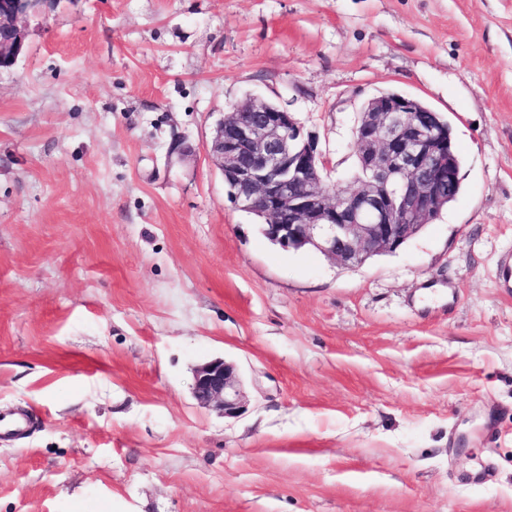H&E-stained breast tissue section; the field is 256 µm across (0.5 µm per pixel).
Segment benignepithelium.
Wrapping results in <instances>:
<instances>
[{
	"mask_svg": "<svg viewBox=\"0 0 512 512\" xmlns=\"http://www.w3.org/2000/svg\"><path fill=\"white\" fill-rule=\"evenodd\" d=\"M44 0H0V69L22 53V20ZM364 177L333 192L317 137L295 113L261 98L233 105L204 150L224 177L228 198L262 219L283 248H312L351 268L394 253L435 220L451 200L460 160L448 124L415 97L382 93L367 101L354 128ZM193 395L226 418L245 394L235 364L216 358L194 372Z\"/></svg>",
	"mask_w": 512,
	"mask_h": 512,
	"instance_id": "1",
	"label": "benign epithelium"
}]
</instances>
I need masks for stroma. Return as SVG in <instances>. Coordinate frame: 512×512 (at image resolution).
I'll use <instances>...</instances> for the list:
<instances>
[{
	"instance_id": "obj_1",
	"label": "stroma",
	"mask_w": 512,
	"mask_h": 512,
	"mask_svg": "<svg viewBox=\"0 0 512 512\" xmlns=\"http://www.w3.org/2000/svg\"><path fill=\"white\" fill-rule=\"evenodd\" d=\"M383 91L461 160L402 249L344 268L229 201L228 107L345 187ZM507 249L512 0H44L0 69V512H512ZM215 358L239 417L193 397Z\"/></svg>"
}]
</instances>
